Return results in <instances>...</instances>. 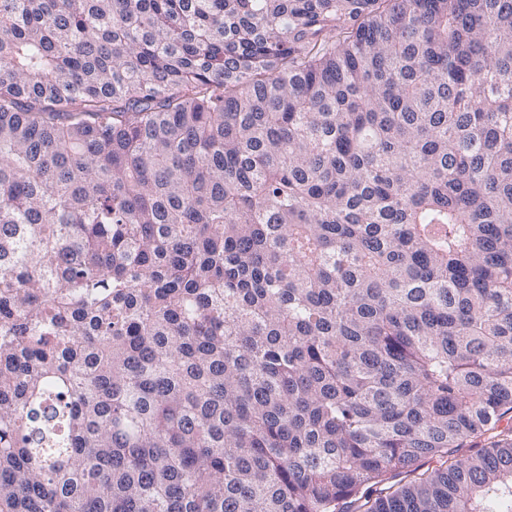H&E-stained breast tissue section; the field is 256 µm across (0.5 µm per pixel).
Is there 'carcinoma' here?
Masks as SVG:
<instances>
[{
    "label": "carcinoma",
    "mask_w": 512,
    "mask_h": 512,
    "mask_svg": "<svg viewBox=\"0 0 512 512\" xmlns=\"http://www.w3.org/2000/svg\"><path fill=\"white\" fill-rule=\"evenodd\" d=\"M512 0H0V512H512Z\"/></svg>",
    "instance_id": "obj_1"
}]
</instances>
